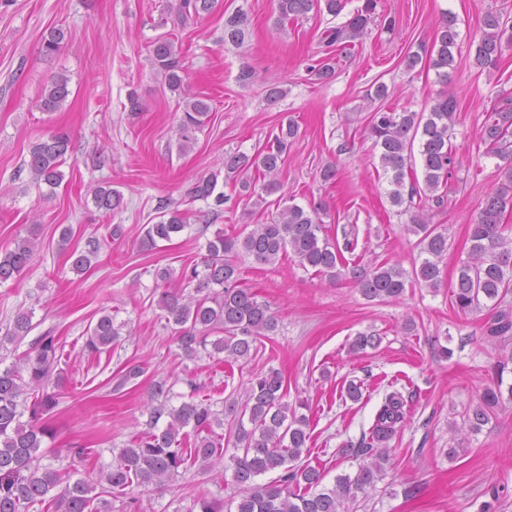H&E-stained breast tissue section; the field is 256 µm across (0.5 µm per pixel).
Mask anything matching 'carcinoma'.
Listing matches in <instances>:
<instances>
[{"mask_svg": "<svg viewBox=\"0 0 512 512\" xmlns=\"http://www.w3.org/2000/svg\"><path fill=\"white\" fill-rule=\"evenodd\" d=\"M215 0H179L177 6L164 5L157 26L167 24L165 14L175 11L180 24L209 13ZM344 0H277L278 23L297 20L315 11L337 17ZM377 0H364L351 17L339 26L324 31L326 46L352 43L374 21ZM247 15L237 11L224 20V42L239 44L244 38ZM459 32L455 16L445 12L439 25L438 49L432 61L439 81L448 82V67L454 62L453 49ZM68 31L54 27L43 37L40 53L51 56L60 51ZM512 44V22L489 12L483 20V35L474 51V64L480 69L494 67L503 45ZM152 60L164 76L167 88L185 96L183 116L178 125V148L185 152L195 142L194 133L205 126L210 112L206 100L191 94L181 76L180 50L172 34L158 35L152 43ZM71 94L69 78L56 74L42 88L38 108L43 112L60 110ZM458 112L457 100L443 91L427 112H371L365 127L367 137L379 149V166L388 184L387 197L394 206L415 209L407 230L420 236V263L407 273L396 264H355L345 258L356 248L355 241L343 233V241L329 237L322 216L323 203L304 209L284 198L267 201L280 188L278 175L284 157L300 135L293 119L279 124L261 151L224 153V173L213 172L196 180L187 189L190 201H202L207 214L216 217L224 211L230 197L219 188V176L232 182L237 198L258 208H273L264 222L244 224L235 236L214 232L207 243L201 265L155 271L156 281L166 286L158 300L178 348L187 359L200 352L228 363L246 364L257 356L265 341L275 335L277 319L266 301L239 283L240 257L249 256L262 264H274L290 254L304 270L334 280L347 271L370 301L400 299L408 282L426 288L439 287L440 263L448 253V235L441 225L430 222L427 211L440 209L447 198L448 179L455 167L451 138ZM482 141L487 154L505 161L501 182L487 196L475 224L470 228L471 249L459 269L452 287L457 310L467 314L485 309L489 314L483 335L490 341L512 340V224L504 221L512 210V99L500 100L488 123L483 126ZM70 137L52 133L34 143L23 165L36 186L53 188L63 179L60 167L66 162ZM254 171L266 179L261 189L249 175ZM96 208L115 214L123 204L122 194L103 183L91 191ZM187 211L164 206L158 221L146 225L144 243L150 247L159 241L170 242L183 232ZM37 247L36 228L17 237L14 248L0 255V284L14 283L30 266ZM101 248L98 238L86 241L85 248L72 253V270L78 274L91 267ZM191 292H186L187 288ZM34 311L19 309L4 337V343L24 340L33 330ZM125 324H117L111 314L100 316L89 331L85 349L101 354L115 346ZM381 338L373 331L358 332L350 342L354 352L379 345ZM62 353L58 339L47 331L36 337L11 365L0 369V512H29L38 505L43 512H112V499L126 496L134 489H166L182 471L199 463L202 469L224 480L232 470L239 487L236 512H351L358 494H367L379 478L388 460L389 442L405 423L407 401L398 391L386 395L377 410L369 433L362 435L352 455L362 459L355 476L342 475L335 483L322 485L323 473L301 461L310 440V421L304 411L309 403L287 401V388L279 372L271 369L250 380L243 392L230 394L222 409L214 408L209 398L190 399L171 404V387L164 381L150 385L145 429L112 453L111 462L99 470L90 482L77 477L74 465L55 467L42 464L49 455L83 459L85 449L50 448L45 439L53 438V429L44 420L58 404L56 388L62 371L58 370ZM494 380L469 410L467 421L473 431L489 423L503 407L512 404V383L504 374L512 373V351L501 356L493 366ZM227 428L219 434L215 428ZM233 448L229 464L224 452ZM268 473L277 477L266 483L256 478Z\"/></svg>", "mask_w": 512, "mask_h": 512, "instance_id": "carcinoma-1", "label": "carcinoma"}]
</instances>
